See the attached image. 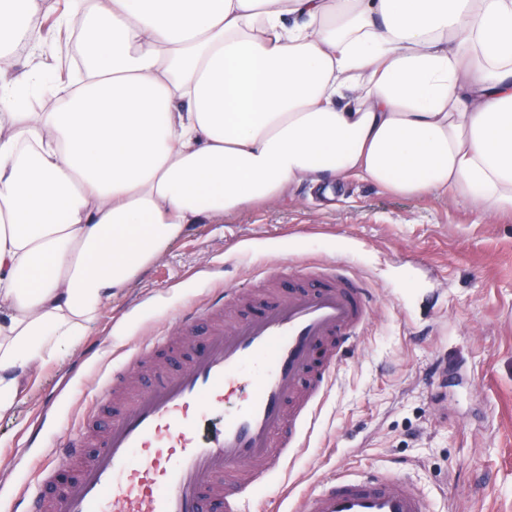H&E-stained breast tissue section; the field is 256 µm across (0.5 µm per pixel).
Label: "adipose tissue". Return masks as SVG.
I'll use <instances>...</instances> for the list:
<instances>
[{
    "instance_id": "ef3b65f1",
    "label": "adipose tissue",
    "mask_w": 512,
    "mask_h": 512,
    "mask_svg": "<svg viewBox=\"0 0 512 512\" xmlns=\"http://www.w3.org/2000/svg\"><path fill=\"white\" fill-rule=\"evenodd\" d=\"M68 2L60 80L0 0V419L188 225L353 179L512 214V0Z\"/></svg>"
}]
</instances>
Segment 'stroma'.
<instances>
[{
  "mask_svg": "<svg viewBox=\"0 0 512 512\" xmlns=\"http://www.w3.org/2000/svg\"><path fill=\"white\" fill-rule=\"evenodd\" d=\"M333 260L366 282L373 311L313 429L245 512H298L322 481L377 472L408 478L429 512H512V216L359 181L333 205L302 189L189 225L0 420V512L141 344L177 333L186 310L224 289L249 294L277 271Z\"/></svg>",
  "mask_w": 512,
  "mask_h": 512,
  "instance_id": "1",
  "label": "stroma"
}]
</instances>
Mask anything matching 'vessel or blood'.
<instances>
[{
    "label": "vessel or blood",
    "mask_w": 512,
    "mask_h": 512,
    "mask_svg": "<svg viewBox=\"0 0 512 512\" xmlns=\"http://www.w3.org/2000/svg\"><path fill=\"white\" fill-rule=\"evenodd\" d=\"M374 303L340 266L281 274L262 296L219 294L182 316L187 343L158 337L144 390L113 406L126 374L104 380L89 414L62 436L40 484L14 512H244L245 492L304 435L313 405ZM303 512H428L397 477L340 476Z\"/></svg>",
    "instance_id": "obj_1"
}]
</instances>
